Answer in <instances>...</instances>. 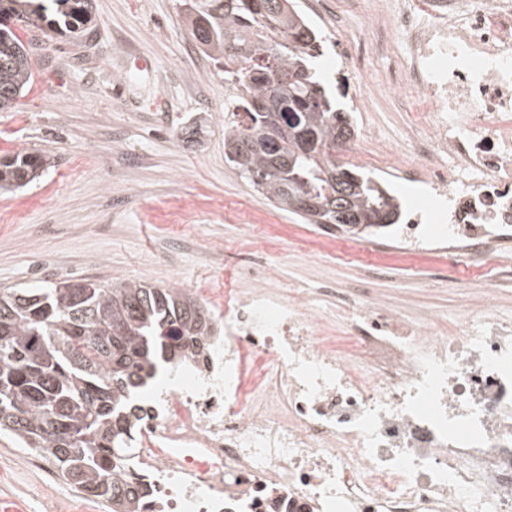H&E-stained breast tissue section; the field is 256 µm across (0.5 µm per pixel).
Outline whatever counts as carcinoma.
<instances>
[{
    "label": "carcinoma",
    "mask_w": 512,
    "mask_h": 512,
    "mask_svg": "<svg viewBox=\"0 0 512 512\" xmlns=\"http://www.w3.org/2000/svg\"><path fill=\"white\" fill-rule=\"evenodd\" d=\"M91 22L92 0H0V109L32 85L22 34L77 38ZM192 34L224 57V82L237 91L224 156L259 193L308 224L351 233L341 210L398 218L395 197L337 159L354 128L336 109L317 65L320 41L292 0H209ZM268 99L297 119L291 134H278V113L252 107ZM43 165L32 152L1 159L0 189L30 183ZM333 165L344 173L343 196L323 178ZM300 194L316 212L295 208ZM215 326L182 289L144 281L63 280L0 292V434L38 449L65 482L110 512H139L151 492L128 455L140 390L159 364L205 356Z\"/></svg>",
    "instance_id": "carcinoma-1"
}]
</instances>
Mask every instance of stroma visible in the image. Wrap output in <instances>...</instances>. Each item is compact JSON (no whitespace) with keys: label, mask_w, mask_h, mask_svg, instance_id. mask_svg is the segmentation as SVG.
<instances>
[{"label":"stroma","mask_w":512,"mask_h":512,"mask_svg":"<svg viewBox=\"0 0 512 512\" xmlns=\"http://www.w3.org/2000/svg\"><path fill=\"white\" fill-rule=\"evenodd\" d=\"M206 0H94L81 38L36 37L34 82L16 108L0 110V158L41 154L42 177L0 190V290L60 280L145 281L176 286L213 310L224 296L263 283L271 300L291 288L369 286L378 300L451 327L476 300L481 273L460 258L457 286L435 259L384 254L375 236L355 255L319 239L273 207L224 156V110L234 91L224 64L191 35ZM321 64L350 110L346 74L332 61L337 38L370 31L357 0H329L315 18ZM0 436V499L23 512H108L48 463Z\"/></svg>","instance_id":"35a3bbf8"}]
</instances>
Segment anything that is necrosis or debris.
<instances>
[{
	"instance_id": "obj_1",
	"label": "necrosis or debris",
	"mask_w": 512,
	"mask_h": 512,
	"mask_svg": "<svg viewBox=\"0 0 512 512\" xmlns=\"http://www.w3.org/2000/svg\"><path fill=\"white\" fill-rule=\"evenodd\" d=\"M402 68L378 92L422 106L400 146L359 126L360 161L446 199L439 235L411 218L386 246L474 262L512 246V0H402ZM357 349L326 343L306 298L224 303L207 360L141 412L134 468L157 478L147 512H512V319L492 286L457 326L336 293ZM275 367L242 389L243 357Z\"/></svg>"
}]
</instances>
